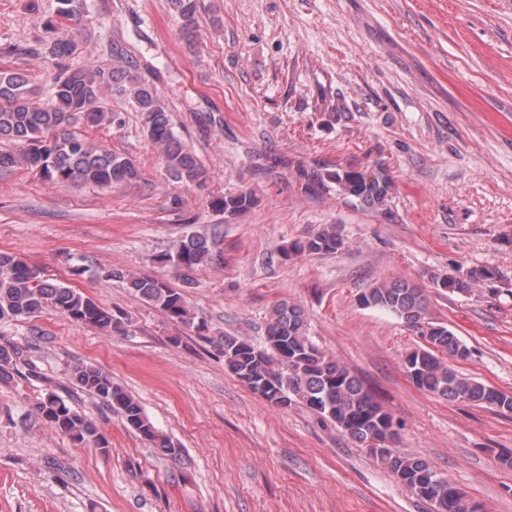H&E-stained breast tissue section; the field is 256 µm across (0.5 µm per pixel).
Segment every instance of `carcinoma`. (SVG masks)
<instances>
[{
	"label": "carcinoma",
	"instance_id": "cac0c4a2",
	"mask_svg": "<svg viewBox=\"0 0 512 512\" xmlns=\"http://www.w3.org/2000/svg\"><path fill=\"white\" fill-rule=\"evenodd\" d=\"M181 21V31L191 39L197 25L198 0H170ZM87 13L86 0H57L56 17L44 26L51 32L65 20L81 25ZM45 52L60 60L59 72L47 94L32 86L18 72L0 73V140L17 146L0 152V172L22 164L55 184L82 183L100 188L129 186L142 179L141 169L129 156L104 149L76 131L77 126L109 129L123 124L122 114L104 106V101L120 98L143 116V133L160 151L166 177L183 186H202L209 172L197 155L176 134L170 111L155 84L141 71L140 61L118 43L110 45L112 62L72 68L66 58L76 50V42L52 40ZM306 188L336 192L360 204L379 209L387 205L392 178L379 166L370 171L348 167L299 168ZM212 209L233 218L255 205L247 191L227 194L210 202ZM347 247L336 225L321 227L310 236L281 248L283 258L294 254L335 255ZM218 252L216 239L189 232L176 240L155 261L177 274L181 285L165 278L109 269L106 280H119L146 304L161 311L174 324L213 343L224 358V366L239 380L257 391L264 382L263 398L281 408L299 403L329 420L360 445L373 437L385 438L392 414L376 400L362 381L344 364L322 351L307 335L304 309L283 301L268 313L263 342L256 344L244 336H210L209 320L189 304L187 289L195 285V273L211 263ZM494 271L473 268L431 280L451 293L468 294L480 284L495 280ZM364 308L394 314L411 330L429 342L412 350L405 363L412 365L410 380L418 388L450 401H468L477 406L512 412V393H506L477 379L467 377L437 353L464 358L468 348L447 326L429 321L423 291L407 283L381 282L360 293ZM52 310L70 321L107 333L128 331L129 318L120 308H105L80 290L63 282H51L40 270L16 254L0 252V323L30 319ZM26 347L0 345V383L14 379ZM69 382L89 394L117 415L128 428L170 458L181 456V448L160 432L140 403L102 370L76 363L68 368ZM36 414L55 431L72 441L109 452V441L90 417L79 413L52 390L35 404ZM377 458L398 482L417 498L433 467L426 460L400 449ZM433 508L442 512H475L467 494L446 483L443 497Z\"/></svg>",
	"mask_w": 512,
	"mask_h": 512
}]
</instances>
